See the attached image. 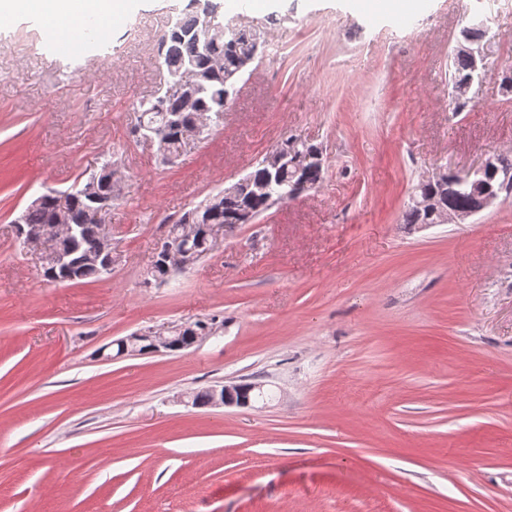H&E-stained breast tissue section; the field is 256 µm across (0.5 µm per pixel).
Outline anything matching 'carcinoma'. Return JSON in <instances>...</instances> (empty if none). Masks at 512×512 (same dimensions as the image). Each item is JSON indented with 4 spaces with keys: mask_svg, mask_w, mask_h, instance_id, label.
I'll return each mask as SVG.
<instances>
[{
    "mask_svg": "<svg viewBox=\"0 0 512 512\" xmlns=\"http://www.w3.org/2000/svg\"><path fill=\"white\" fill-rule=\"evenodd\" d=\"M195 2L197 0H190L180 11L178 28L164 33L158 55L169 76H180L192 68L200 75V85L194 89L190 101L182 94L165 91L153 101L140 103L138 124L133 129L136 134L144 124L151 127L153 139L165 160L178 152L184 142V132L191 129L199 117L208 116L216 125L223 122L224 108L230 96L238 92L236 83L243 57L253 49L252 32L240 29L211 42L208 51H200L197 36L203 31ZM453 67L451 81L454 84L463 83L472 75L470 57L460 49L454 55ZM275 151L309 153L313 160L299 172L293 167L279 171L268 164H257L247 175V190L235 198L224 200L223 209L213 214L212 224H234L238 212L243 209L259 216L274 205L313 189L322 180L324 162L320 158L319 146L295 136H286ZM115 174L112 163L107 162L96 175L98 190L105 200L109 199ZM489 188L499 195L512 193V184H501L494 172L488 171L470 184L448 185L444 204L450 209L465 208L475 195ZM93 206L94 201L76 189L67 195L62 207L57 204V191L49 190L42 194V202L31 203L26 208L22 217L26 228L61 224L78 229L73 237L61 235L51 240L50 252L68 255L69 268L63 272L52 262H45L44 277L47 281L79 282L96 279L103 274L101 225L88 223V210ZM426 219L424 209L412 201L407 204L403 213L404 223L423 224Z\"/></svg>",
    "mask_w": 512,
    "mask_h": 512,
    "instance_id": "cac0c4a2",
    "label": "carcinoma"
}]
</instances>
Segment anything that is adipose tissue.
I'll use <instances>...</instances> for the list:
<instances>
[{"label": "adipose tissue", "instance_id": "obj_1", "mask_svg": "<svg viewBox=\"0 0 512 512\" xmlns=\"http://www.w3.org/2000/svg\"><path fill=\"white\" fill-rule=\"evenodd\" d=\"M130 0H0V16L29 14L41 18L48 33L57 36L74 33L82 18L96 19L104 30H111L114 20L124 15Z\"/></svg>", "mask_w": 512, "mask_h": 512}]
</instances>
